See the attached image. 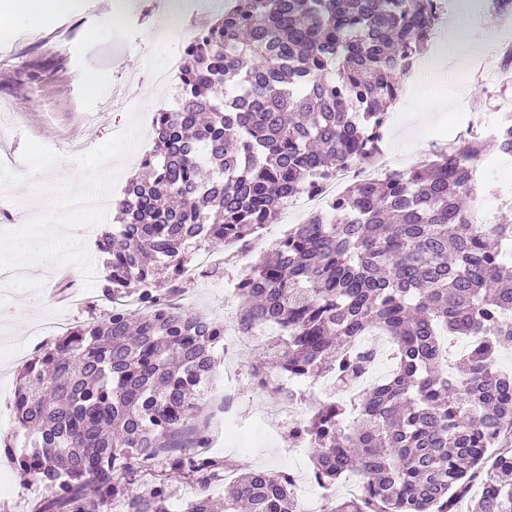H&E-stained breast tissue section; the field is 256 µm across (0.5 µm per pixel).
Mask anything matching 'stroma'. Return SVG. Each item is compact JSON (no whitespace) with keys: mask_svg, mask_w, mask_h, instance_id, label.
<instances>
[{"mask_svg":"<svg viewBox=\"0 0 512 512\" xmlns=\"http://www.w3.org/2000/svg\"><path fill=\"white\" fill-rule=\"evenodd\" d=\"M216 0H124L119 16H112L107 0H77L67 14H52L37 22L17 19L12 30H0V157L10 156L11 171L24 173L21 153L25 139L47 146L61 157L52 177L73 175L70 163L76 140L96 148L128 125L127 110L141 108V141L113 190L123 198L128 180L140 170V160L152 148V116L173 105L175 88L153 80L155 71L165 68L167 53L182 54L190 33L173 28L175 19L194 16L202 19L219 12ZM470 48L464 53H448L443 68H435V50L421 57L424 78L405 87L391 111L393 134L385 149L396 159L397 169L419 165L442 144L465 137V125L455 123L459 98L470 99L476 111L493 114L501 97L512 98V84L495 93L483 90L475 66L499 60L496 41L490 33H501L500 16L481 10L469 18ZM92 76L95 93H86L82 81ZM13 200L0 212V231L20 228L29 216L39 213L43 201L34 197L29 185L13 187ZM216 273L197 268L183 283L181 302L193 312L224 321V341L216 350L217 365L211 378L215 392L224 389V377L238 375V406L233 425L243 432L237 440L225 435L224 423L210 422L211 443L206 456L232 461L238 471L263 468L285 471L295 478L296 493L317 490L310 452L294 448L288 439V425L275 419L280 405L275 388L257 390L252 384V362L262 353L265 341L250 347L235 346L232 325L239 306L224 300V281L235 271H224V255H212ZM37 278L44 282L40 293H16L0 318V512H34L49 499L51 490L24 474L13 456L23 446V432L14 411V391L22 365L36 349L53 344L50 336H34L32 324L63 314L71 321H85L103 315L111 304L100 289L87 292L84 304H71V289L83 288L79 268L66 267L65 277H57L56 265L36 263ZM170 485L172 512L196 498L199 485L153 460L138 470L132 488L147 490L155 478Z\"/></svg>","mask_w":512,"mask_h":512,"instance_id":"35a3bbf8","label":"stroma"}]
</instances>
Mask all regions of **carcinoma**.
<instances>
[{
  "mask_svg": "<svg viewBox=\"0 0 512 512\" xmlns=\"http://www.w3.org/2000/svg\"><path fill=\"white\" fill-rule=\"evenodd\" d=\"M438 0H230L185 46L176 105L154 113L152 151L98 239L114 301L140 283L141 311L81 322L19 375L14 409L26 474L59 492L37 512H170L163 481L132 495L123 479L161 460L201 493L182 512H216L207 487L227 461L194 452L208 437L204 384L224 324L179 307L189 248L245 240L273 206L315 191L340 167L369 162L406 67L430 45ZM512 157V123L425 164L356 181L275 244L238 281V330L276 326L258 358L260 387L323 376L333 396L288 428L311 449L314 478L358 493L325 512H512V224L480 226L466 163ZM391 339L390 374L360 390ZM467 348L448 363L449 343ZM95 490L89 500L87 487ZM287 472L248 471L224 512H296Z\"/></svg>",
  "mask_w": 512,
  "mask_h": 512,
  "instance_id": "1",
  "label": "carcinoma"
}]
</instances>
